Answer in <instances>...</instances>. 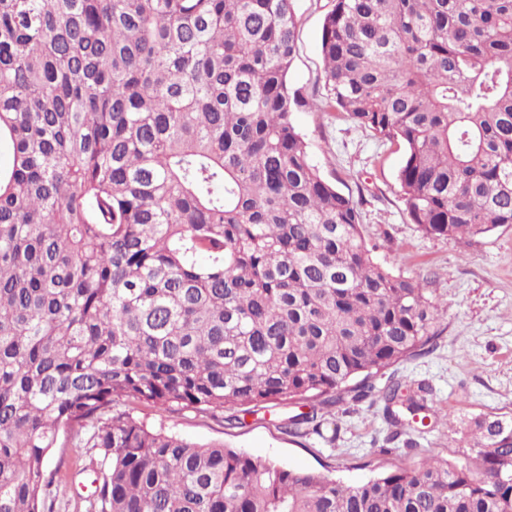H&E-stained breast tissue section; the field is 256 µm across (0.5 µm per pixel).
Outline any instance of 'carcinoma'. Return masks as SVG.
Masks as SVG:
<instances>
[{
    "label": "carcinoma",
    "instance_id": "cac0c4a2",
    "mask_svg": "<svg viewBox=\"0 0 512 512\" xmlns=\"http://www.w3.org/2000/svg\"><path fill=\"white\" fill-rule=\"evenodd\" d=\"M320 109L403 145L411 221L512 225V0H332ZM295 0H0V512H50L51 449L88 448L94 512H512V419L462 463L349 483L156 431L123 409L432 412L368 380L447 303L378 262L293 112Z\"/></svg>",
    "mask_w": 512,
    "mask_h": 512
}]
</instances>
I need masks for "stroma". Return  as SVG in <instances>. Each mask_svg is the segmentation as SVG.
<instances>
[{"label": "stroma", "instance_id": "obj_1", "mask_svg": "<svg viewBox=\"0 0 512 512\" xmlns=\"http://www.w3.org/2000/svg\"><path fill=\"white\" fill-rule=\"evenodd\" d=\"M298 52L290 83L307 95L323 93L321 32L330 0H295ZM295 125L304 133L323 176L350 195L362 215V233L375 258L394 274L424 277L448 313L432 352L383 370L373 379L422 381L432 390L434 414L424 432L394 431L381 404L346 402L336 411L335 444L297 437L280 428L289 406L258 411L240 428L221 416L183 411L134 414L149 427L198 442H221L292 468L329 472L356 482L377 472L411 468L424 457L448 460L470 450L469 421L479 415H512V226H500L457 244L423 234L405 210L397 178L403 150L337 112L301 108Z\"/></svg>", "mask_w": 512, "mask_h": 512}]
</instances>
